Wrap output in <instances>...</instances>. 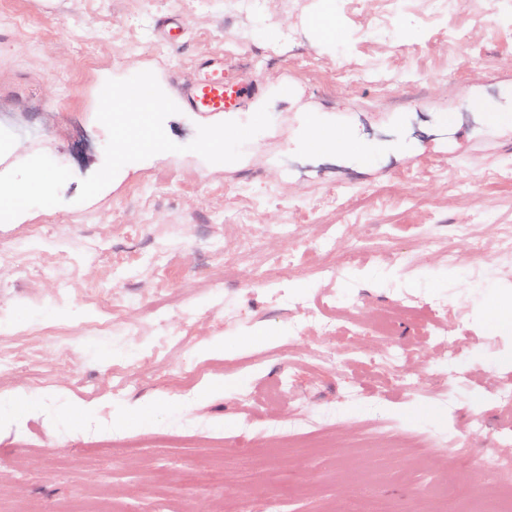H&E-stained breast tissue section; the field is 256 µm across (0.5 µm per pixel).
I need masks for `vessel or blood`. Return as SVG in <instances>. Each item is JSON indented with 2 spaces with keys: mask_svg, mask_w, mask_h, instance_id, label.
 <instances>
[{
  "mask_svg": "<svg viewBox=\"0 0 512 512\" xmlns=\"http://www.w3.org/2000/svg\"><path fill=\"white\" fill-rule=\"evenodd\" d=\"M247 92L246 86L224 73L223 59H210L199 66V76L189 85L184 96L198 112H221L232 108Z\"/></svg>",
  "mask_w": 512,
  "mask_h": 512,
  "instance_id": "1",
  "label": "vessel or blood"
}]
</instances>
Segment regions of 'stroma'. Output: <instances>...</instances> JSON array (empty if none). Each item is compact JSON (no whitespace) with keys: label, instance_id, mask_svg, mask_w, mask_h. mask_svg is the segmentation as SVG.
<instances>
[{"label":"stroma","instance_id":"35a3bbf8","mask_svg":"<svg viewBox=\"0 0 512 512\" xmlns=\"http://www.w3.org/2000/svg\"><path fill=\"white\" fill-rule=\"evenodd\" d=\"M330 9L333 44L312 30ZM162 16L182 22L179 46L155 33ZM217 55L250 91L237 109L192 111L182 88ZM149 73L173 102L147 115L116 155V133L99 116L111 111L113 89ZM0 106L21 123L51 110L72 115L65 133L48 126L38 147L0 133L9 143L0 180L23 179L35 161L56 175L49 205L0 223V243L42 230L25 278L0 265V341L24 360L0 376V502L10 512H225L238 496L277 501L280 512H321L327 502L353 512L373 498L415 512L417 488L441 477V458L421 447L406 465L404 449L357 447L368 427L478 445L472 416L492 433L506 426L492 391L512 379V334H491L486 316L497 293L512 291V265L490 259L477 283L464 266L474 241L491 245L512 226V124L488 122L489 111L512 113V0L444 11L434 0H261L248 16L229 13L226 0H0ZM310 123L379 150L362 158L302 148ZM228 124L242 135L227 160L214 159L204 145ZM339 184L342 210L320 208ZM242 207L262 250L228 272L212 244L234 249L225 220ZM125 224L143 230L128 236ZM281 224L305 233L279 235ZM456 224L475 225L476 238L455 241L450 266L428 240ZM328 237L336 256L364 250L362 267L335 285L313 274ZM161 247L162 274L149 264ZM397 249L417 254L411 273L389 262ZM284 254L294 262L287 274L248 283L253 263L273 266ZM116 261L125 284L109 295ZM338 289L361 325L399 303L446 304L445 328L463 347L450 394L368 387L359 360L378 345L368 333L295 331L302 303L326 305ZM121 307L139 325L131 350L158 351L131 381L108 344L83 340L88 322ZM35 323L68 343L32 355ZM214 340L220 349L207 350ZM323 347L339 350L335 367L315 362ZM282 378L290 400L274 409L246 402ZM121 380L127 390L113 392ZM19 392L27 403L16 416L9 400ZM317 414L334 433L309 429L298 448L258 434L257 455L239 457L245 419ZM197 470L223 477L201 487L190 479Z\"/></svg>","mask_w":512,"mask_h":512}]
</instances>
